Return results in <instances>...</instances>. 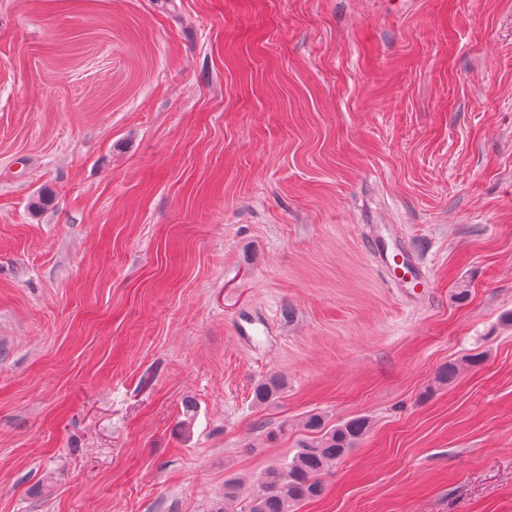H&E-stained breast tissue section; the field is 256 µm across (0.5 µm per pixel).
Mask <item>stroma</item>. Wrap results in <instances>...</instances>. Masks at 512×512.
<instances>
[{
    "label": "stroma",
    "instance_id": "obj_1",
    "mask_svg": "<svg viewBox=\"0 0 512 512\" xmlns=\"http://www.w3.org/2000/svg\"><path fill=\"white\" fill-rule=\"evenodd\" d=\"M313 412L299 512H512V0H0V512H218ZM377 261L395 281L401 282L404 279L413 281L415 288H421L420 295L428 293V288H431V277L425 267L399 245L394 244L392 252H389L387 245L377 248ZM398 266L402 268V272L397 271ZM284 382L277 375H270L258 382L252 391V400L256 405L274 402L283 389ZM307 435L298 442L290 461L266 471L239 511H227L226 503L239 497L237 482L224 483V511L218 512H295L303 501L319 496L323 477L369 432L370 421L356 416L331 424L320 412L306 417Z\"/></svg>",
    "mask_w": 512,
    "mask_h": 512
}]
</instances>
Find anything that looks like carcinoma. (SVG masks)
<instances>
[{
    "instance_id": "1",
    "label": "carcinoma",
    "mask_w": 512,
    "mask_h": 512,
    "mask_svg": "<svg viewBox=\"0 0 512 512\" xmlns=\"http://www.w3.org/2000/svg\"><path fill=\"white\" fill-rule=\"evenodd\" d=\"M283 386L279 376L270 375L254 386L252 400L257 405L272 403ZM304 429L307 435L292 459L266 471L242 499L239 512H295L297 505L319 496L323 477L368 434L370 421L356 416L332 424L314 412L306 417Z\"/></svg>"
}]
</instances>
